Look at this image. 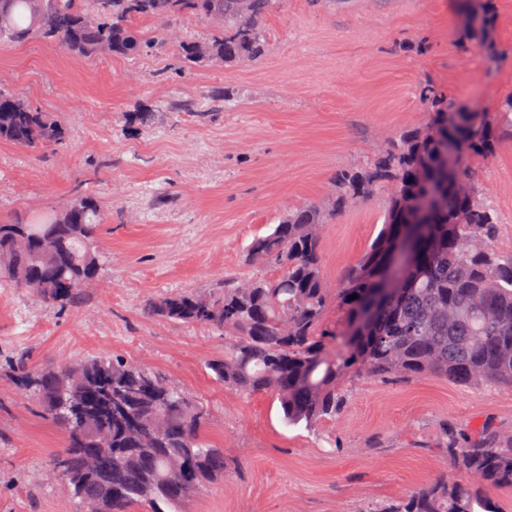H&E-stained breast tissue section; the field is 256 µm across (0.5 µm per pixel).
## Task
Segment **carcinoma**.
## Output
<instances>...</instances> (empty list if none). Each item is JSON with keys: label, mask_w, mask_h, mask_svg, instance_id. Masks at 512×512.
<instances>
[{"label": "carcinoma", "mask_w": 512, "mask_h": 512, "mask_svg": "<svg viewBox=\"0 0 512 512\" xmlns=\"http://www.w3.org/2000/svg\"><path fill=\"white\" fill-rule=\"evenodd\" d=\"M492 0H457L465 27L493 56ZM35 0H0L11 26L0 41L56 43L83 58L174 54L186 69L238 66L264 58L263 19L273 0H55L53 25L34 14ZM183 16L214 22L204 41L153 36L140 19ZM426 123L392 136L364 166L336 175L326 201L284 214L256 238L244 262L276 275L224 277L208 293L162 296L153 316L224 332V357L207 368L216 382L240 393H270L284 422L307 429L342 408L347 383L359 377L427 376L462 385L512 388V252L494 246L498 216L473 178V161L491 156L508 127L512 95L494 113L471 112L436 85L420 90ZM61 118L0 89V143L33 151L65 145ZM386 193L384 223L359 260L328 287L321 250L323 226L349 205ZM70 225L56 248L44 249L27 224L0 223V276L41 302L75 307L100 275L96 242L101 205L78 195L63 206ZM357 298L350 299V296ZM345 314L340 330L325 322L331 303ZM44 416L61 426L66 448L52 473L75 479L64 490L81 500L96 490L82 470L91 438L112 448L105 468L112 495L102 512H183L202 487L224 479L228 460L202 436L206 413L170 380L123 356L31 371L20 358L10 366ZM81 400L70 407L71 395ZM448 463L485 483L512 488V436L489 418L472 435L447 429ZM187 474L171 483L179 471ZM486 501L471 484L438 478L389 506L358 512H483Z\"/></svg>", "instance_id": "carcinoma-1"}]
</instances>
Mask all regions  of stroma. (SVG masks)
<instances>
[{"label":"stroma","instance_id":"stroma-1","mask_svg":"<svg viewBox=\"0 0 512 512\" xmlns=\"http://www.w3.org/2000/svg\"><path fill=\"white\" fill-rule=\"evenodd\" d=\"M496 56L469 37L454 0H277L270 50L238 67L179 72L170 54L79 58L56 45L0 42V87L57 113L67 141L32 153L0 144V221H27L81 193L104 213L98 279L62 309L0 279V512H80L57 482L36 481L64 431L9 375L29 365L120 354L177 383L207 410L204 436L230 468L187 512H371L449 474L443 429L485 419L512 430V389L440 376L361 378L315 430L286 425L265 393L217 384L223 332L148 315L160 296L205 293L251 275L252 241L289 210L321 201L341 170L372 159L426 118L424 84L474 112L512 95V0H494ZM232 101L213 109L211 91ZM512 251V137L473 164ZM384 222V197L347 208L322 234L329 281Z\"/></svg>","mask_w":512,"mask_h":512}]
</instances>
